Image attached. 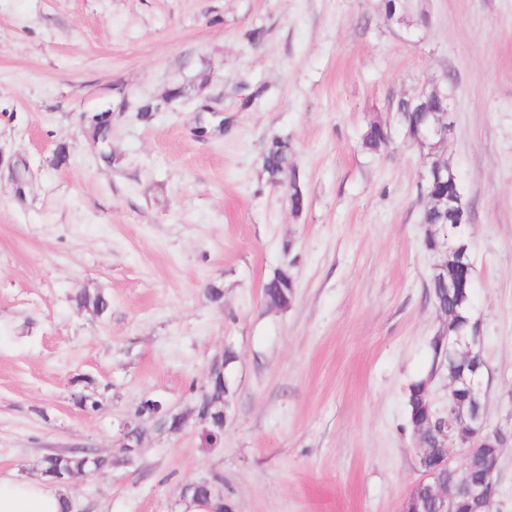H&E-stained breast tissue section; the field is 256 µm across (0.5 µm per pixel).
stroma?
Returning <instances> with one entry per match:
<instances>
[{
  "instance_id": "stroma-1",
  "label": "stroma",
  "mask_w": 512,
  "mask_h": 512,
  "mask_svg": "<svg viewBox=\"0 0 512 512\" xmlns=\"http://www.w3.org/2000/svg\"><path fill=\"white\" fill-rule=\"evenodd\" d=\"M442 84L486 415L506 428L512 0H405L392 16L385 0H0V149L29 165L24 197L0 176V477L83 447L115 464L64 484L73 512H182L181 488L217 471L234 512H402L420 478L405 397L440 319L422 151L392 107ZM147 99L162 109L145 122ZM107 111L109 164L80 122ZM375 122L392 140L372 153ZM274 135L294 146L301 210L262 172ZM282 267L294 301L271 310ZM83 288L109 311L79 308ZM227 346L222 438L146 417L138 464L120 465L127 416L146 398L186 410ZM289 277L292 276L288 269L280 270L264 284L263 298L268 308L283 310L292 303L295 296V284L292 287L289 285Z\"/></svg>"
}]
</instances>
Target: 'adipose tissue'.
<instances>
[{
	"mask_svg": "<svg viewBox=\"0 0 512 512\" xmlns=\"http://www.w3.org/2000/svg\"><path fill=\"white\" fill-rule=\"evenodd\" d=\"M70 498L45 482L0 479V512H70Z\"/></svg>",
	"mask_w": 512,
	"mask_h": 512,
	"instance_id": "ef3b65f1",
	"label": "adipose tissue"
}]
</instances>
